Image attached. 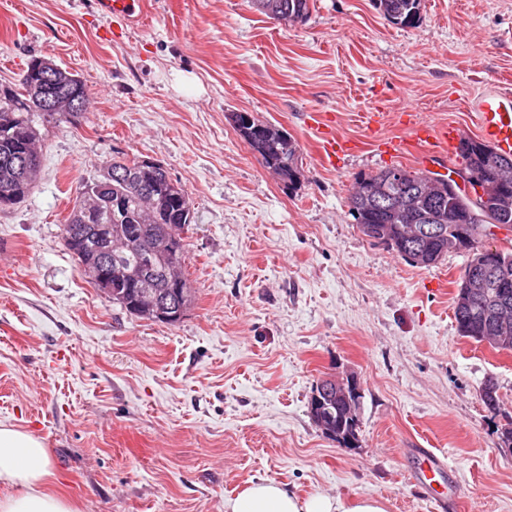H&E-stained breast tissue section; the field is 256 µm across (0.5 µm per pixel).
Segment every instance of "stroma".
Segmentation results:
<instances>
[{"label":"stroma","mask_w":512,"mask_h":512,"mask_svg":"<svg viewBox=\"0 0 512 512\" xmlns=\"http://www.w3.org/2000/svg\"><path fill=\"white\" fill-rule=\"evenodd\" d=\"M148 2L143 26L107 39L94 0H0V85L47 59L88 93L79 121L41 128L34 188L0 209V422L44 440L48 490L78 512H224L267 479L434 512L414 478L426 448L455 488L445 512H512V352L458 332L468 253L414 266L364 237L348 204L356 177L385 167H461L444 146L381 143L410 135L405 107L481 139L475 97L512 85V0H422L407 27L375 0H314L293 26L250 0ZM374 110L381 123L365 127ZM233 112L299 143L297 183L262 164ZM316 112L347 143L330 165ZM133 156L161 164L193 205L194 302L174 325L106 297L62 239L83 185ZM339 374L362 392L353 448L308 409ZM490 381L497 413L481 400Z\"/></svg>","instance_id":"stroma-1"}]
</instances>
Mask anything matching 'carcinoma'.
<instances>
[{
    "instance_id": "obj_1",
    "label": "carcinoma",
    "mask_w": 512,
    "mask_h": 512,
    "mask_svg": "<svg viewBox=\"0 0 512 512\" xmlns=\"http://www.w3.org/2000/svg\"><path fill=\"white\" fill-rule=\"evenodd\" d=\"M254 8L266 17L284 25L304 22L311 10V0H251ZM380 12L392 24L412 26L420 19L421 0H377ZM13 115L21 118L27 135L0 138V158L24 150H35L38 138L37 125L47 121L74 123L76 119L69 112L46 113L40 110L39 98L31 83L21 80L19 87L0 91V121ZM235 130L249 148L259 156L263 165L290 185L295 184L300 173L298 162L300 148L287 132L277 126L263 122L247 112H242L234 125ZM464 168H478L484 171L486 182L498 181L497 169L483 166V150L458 147ZM105 169L112 170V188L108 195L112 199V218L102 216L101 224L110 225L108 236L117 243L133 235L145 241H153L155 228L166 231V246L155 250L150 259L139 251H130L125 262L131 267L150 263L153 270L161 272L169 267L182 277V294L185 305L193 302V290L183 277L187 249L183 229L193 223L190 198L178 182L172 180L164 167L157 164L146 166L138 158L112 159ZM404 179L399 183L388 180L387 169L358 178L349 194V206L360 233L377 243L385 235L396 241L402 238L407 225L414 223L413 217L425 215L432 223L441 225V236L431 241L428 247V263H439L452 251L472 252L488 229L497 224L512 225V208L507 211L487 213L470 206L468 196L448 193L447 178H441L443 194L439 196L442 205L432 207L433 199L423 195L421 188L431 181L429 174L402 169ZM36 178L30 171L14 167L4 169L0 165V185L9 184L23 200L33 189ZM99 179L84 185L63 224L62 234L66 249L76 258L79 265H86L91 259L87 245L75 233L81 226L92 231L93 226L84 221L85 214L100 205L98 195ZM462 293L454 299L453 314L461 336L478 343L486 342L498 351L512 352V287L486 289V296L480 303H465ZM505 323L509 335L497 333V323ZM344 400L331 395L323 398L318 415L334 430L347 431L349 422L343 417Z\"/></svg>"
}]
</instances>
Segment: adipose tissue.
Wrapping results in <instances>:
<instances>
[{
    "mask_svg": "<svg viewBox=\"0 0 512 512\" xmlns=\"http://www.w3.org/2000/svg\"><path fill=\"white\" fill-rule=\"evenodd\" d=\"M51 475L43 440L11 425L0 424V484L12 492L0 497V512H74L66 497L46 488ZM224 512H386L382 501H344L327 495L302 498L273 481L250 483L224 503Z\"/></svg>",
    "mask_w": 512,
    "mask_h": 512,
    "instance_id": "1",
    "label": "adipose tissue"
}]
</instances>
